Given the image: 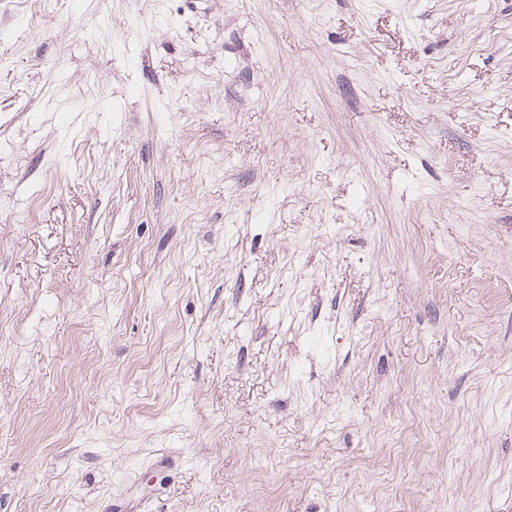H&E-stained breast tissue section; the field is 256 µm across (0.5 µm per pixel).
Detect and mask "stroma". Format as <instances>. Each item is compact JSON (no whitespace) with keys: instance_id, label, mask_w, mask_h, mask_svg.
Here are the masks:
<instances>
[{"instance_id":"1","label":"stroma","mask_w":512,"mask_h":512,"mask_svg":"<svg viewBox=\"0 0 512 512\" xmlns=\"http://www.w3.org/2000/svg\"><path fill=\"white\" fill-rule=\"evenodd\" d=\"M0 512H512V0H0Z\"/></svg>"}]
</instances>
